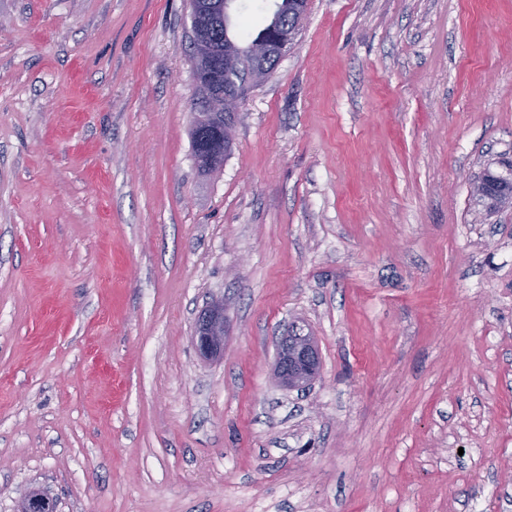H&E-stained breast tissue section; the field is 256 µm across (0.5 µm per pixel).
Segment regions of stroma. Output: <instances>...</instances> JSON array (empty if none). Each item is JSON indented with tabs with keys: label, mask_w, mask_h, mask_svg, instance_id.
Listing matches in <instances>:
<instances>
[{
	"label": "stroma",
	"mask_w": 512,
	"mask_h": 512,
	"mask_svg": "<svg viewBox=\"0 0 512 512\" xmlns=\"http://www.w3.org/2000/svg\"><path fill=\"white\" fill-rule=\"evenodd\" d=\"M190 25L0 0V512H512V0H310L211 175ZM226 338L224 303H211L199 313L195 322L192 341L199 357L203 361L223 359ZM289 330L277 342L274 375L282 386L303 388L319 374V345L311 331L298 326Z\"/></svg>",
	"instance_id": "obj_1"
}]
</instances>
